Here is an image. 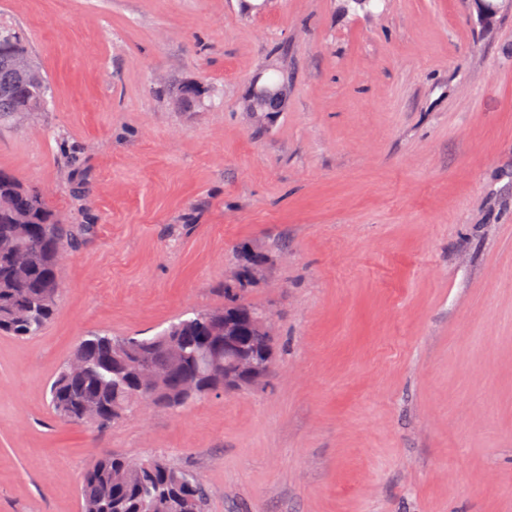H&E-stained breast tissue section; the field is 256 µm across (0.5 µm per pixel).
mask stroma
<instances>
[{
	"mask_svg": "<svg viewBox=\"0 0 512 512\" xmlns=\"http://www.w3.org/2000/svg\"><path fill=\"white\" fill-rule=\"evenodd\" d=\"M51 86L0 168L90 230L42 336L0 335V512H81L97 453L164 456L204 512H512V11L473 0H0ZM283 76L281 111L253 80ZM203 82L181 111L161 84ZM266 386L66 426L87 335L228 293Z\"/></svg>",
	"mask_w": 512,
	"mask_h": 512,
	"instance_id": "1",
	"label": "stroma"
}]
</instances>
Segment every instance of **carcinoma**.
<instances>
[{"label":"carcinoma","mask_w":512,"mask_h":512,"mask_svg":"<svg viewBox=\"0 0 512 512\" xmlns=\"http://www.w3.org/2000/svg\"><path fill=\"white\" fill-rule=\"evenodd\" d=\"M32 51L24 32L0 18V123L20 113L36 114L45 109L49 81L34 62L26 69L15 60ZM266 93L253 99L263 110L278 111V93L286 85L271 79ZM197 87L183 82L175 89L184 110L203 104ZM89 226L63 224L59 215L38 193L0 170V241L10 239L28 256L24 266L12 263L0 251V334L18 339L39 336L57 311L61 291L59 251L75 246ZM203 312L181 316L149 337L113 336L96 332L82 339L70 359L84 364L79 373L64 362L49 386V407L67 425L102 428L123 419L128 398L135 392L136 365L146 362L160 377L159 405L170 409L207 396L204 384L193 394L187 384L202 380L199 347L207 340ZM176 339L185 357L174 360L163 343ZM190 475L156 457L130 467L125 457L102 453L85 473L81 489L82 512H204L205 488L190 484Z\"/></svg>","instance_id":"cac0c4a2"}]
</instances>
